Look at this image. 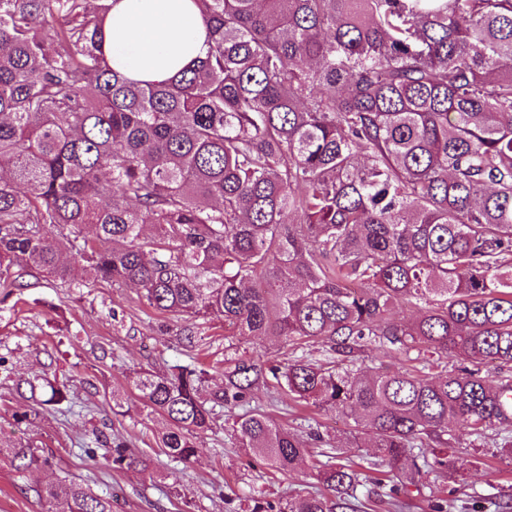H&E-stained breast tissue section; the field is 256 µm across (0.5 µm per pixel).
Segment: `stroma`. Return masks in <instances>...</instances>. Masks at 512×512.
<instances>
[{"instance_id": "stroma-1", "label": "stroma", "mask_w": 512, "mask_h": 512, "mask_svg": "<svg viewBox=\"0 0 512 512\" xmlns=\"http://www.w3.org/2000/svg\"><path fill=\"white\" fill-rule=\"evenodd\" d=\"M20 285L0 287V430L12 432V416L26 410L16 378L39 372L66 377L84 407L81 415L52 410L42 415L34 440L43 442L56 465L20 478L0 455V512H44L28 487L70 478L111 497L113 512H250L255 501L278 503L288 497L315 494L322 486L312 459L285 474L271 470L248 449L238 447L230 425L218 420L197 438L199 452L187 463L170 461L158 446L166 428L160 416H149L131 399L126 377L139 368L165 369L176 362H198L212 383L223 380L224 320H197L208 344L190 351L175 336L161 333V316L138 300L135 292L109 282L74 288L46 280L25 265L12 269ZM129 399V414L114 415L113 395ZM253 404L275 421L299 431L318 428L330 441L356 456L350 441L359 431L353 420L304 404L278 402L275 388L256 391ZM124 436L140 465L110 469L103 458L80 456L78 446L91 427ZM448 448L462 461L459 480L425 477L411 492L404 512H432L439 497L448 512H512V458L500 452L494 430L474 434L461 423L448 428Z\"/></svg>"}]
</instances>
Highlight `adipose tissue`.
Masks as SVG:
<instances>
[{
    "mask_svg": "<svg viewBox=\"0 0 512 512\" xmlns=\"http://www.w3.org/2000/svg\"><path fill=\"white\" fill-rule=\"evenodd\" d=\"M104 30L110 66L138 82L170 78L208 51L194 0H112Z\"/></svg>",
    "mask_w": 512,
    "mask_h": 512,
    "instance_id": "ef3b65f1",
    "label": "adipose tissue"
}]
</instances>
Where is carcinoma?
<instances>
[{"label":"carcinoma","instance_id":"1","mask_svg":"<svg viewBox=\"0 0 512 512\" xmlns=\"http://www.w3.org/2000/svg\"><path fill=\"white\" fill-rule=\"evenodd\" d=\"M207 56L162 81L134 82L103 51L110 0H0V280L22 261L71 281L131 288L193 349L189 322L224 318V338L262 336L323 359L258 362L237 352L224 380L174 364L129 385L161 415L173 461L223 413L239 447L279 472L308 438L250 407L268 378L295 402L354 419L366 464L315 461L327 493L253 512H351L360 483L448 476V425L512 424V0H194ZM89 224L93 237L64 230ZM414 309L407 319L402 309ZM416 366L361 375L365 348ZM457 367L448 369V360ZM32 425L71 406L69 386L20 379ZM438 443L427 456L424 440ZM116 469L142 460L118 434L82 449ZM15 470L53 465L31 441L0 433ZM47 512H112L80 483L28 486Z\"/></svg>","mask_w":512,"mask_h":512}]
</instances>
